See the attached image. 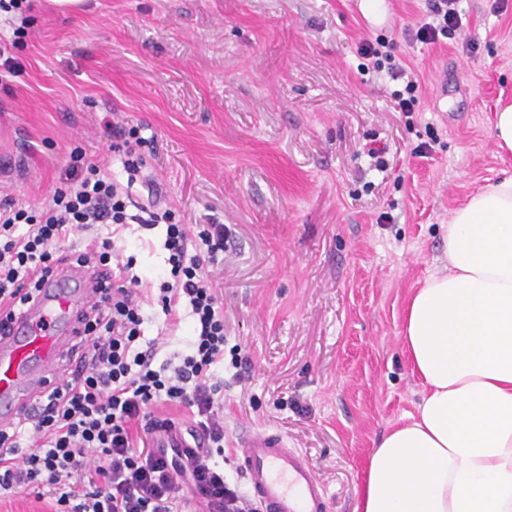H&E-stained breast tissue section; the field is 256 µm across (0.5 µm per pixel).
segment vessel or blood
Masks as SVG:
<instances>
[{
  "label": "vessel or blood",
  "mask_w": 512,
  "mask_h": 512,
  "mask_svg": "<svg viewBox=\"0 0 512 512\" xmlns=\"http://www.w3.org/2000/svg\"><path fill=\"white\" fill-rule=\"evenodd\" d=\"M91 299L85 278L63 272L47 278L11 336L0 340V425L13 423L48 381L61 377V359L75 338L78 312ZM242 470L260 512H326V489L306 456L281 436L240 437Z\"/></svg>",
  "instance_id": "b4317fda"
}]
</instances>
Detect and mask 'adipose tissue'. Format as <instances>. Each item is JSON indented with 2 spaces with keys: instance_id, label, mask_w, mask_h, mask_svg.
<instances>
[{
  "instance_id": "ef3b65f1",
  "label": "adipose tissue",
  "mask_w": 512,
  "mask_h": 512,
  "mask_svg": "<svg viewBox=\"0 0 512 512\" xmlns=\"http://www.w3.org/2000/svg\"><path fill=\"white\" fill-rule=\"evenodd\" d=\"M447 246L402 317L421 399L371 452L355 512H512V174L455 208Z\"/></svg>"
}]
</instances>
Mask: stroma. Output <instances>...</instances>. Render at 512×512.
Returning <instances> with one entry per match:
<instances>
[{"label": "stroma", "instance_id": "35a3bbf8", "mask_svg": "<svg viewBox=\"0 0 512 512\" xmlns=\"http://www.w3.org/2000/svg\"><path fill=\"white\" fill-rule=\"evenodd\" d=\"M462 0L470 33L412 42L426 0H87L73 13L29 0L11 41L16 76L0 84V199L40 204L74 150L122 165L106 121L141 129L154 196L184 224H220L226 248L208 268L224 307V454L249 487L237 439L282 435L354 512L367 458L414 412L421 386L400 350L403 309L426 276L448 270L453 210L512 169L491 125L512 103V0ZM384 35L418 72L414 126L395 112L388 77L362 74L361 41ZM430 142L431 151L415 148ZM384 152L377 168L370 149ZM390 223H379L381 214ZM113 237L147 288L168 257L161 229ZM157 362L186 354L190 324L161 336Z\"/></svg>", "mask_w": 512, "mask_h": 512}]
</instances>
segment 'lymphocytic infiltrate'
Segmentation results:
<instances>
[{
	"label": "lymphocytic infiltrate",
	"mask_w": 512,
	"mask_h": 512,
	"mask_svg": "<svg viewBox=\"0 0 512 512\" xmlns=\"http://www.w3.org/2000/svg\"><path fill=\"white\" fill-rule=\"evenodd\" d=\"M459 0H428L427 15L411 30L413 41L456 40ZM393 41L363 40L361 70L387 73L395 111L416 112L419 81L397 63ZM112 150L123 159L126 182L113 179L106 163L72 156V164L45 202L23 206L0 200V336L37 297L42 280L69 267L95 276V302L77 317L76 339L67 348L63 377L36 405L0 426V498L51 488L59 512H183L196 500L200 512H259L229 487L217 456L224 453V308L206 268L224 249L220 224H176L171 208L152 202L129 214V186L144 167L146 143L137 127L112 120ZM164 227L168 276L157 298L143 295L131 264L112 260L110 239H91L63 250L75 232L96 224L123 230ZM158 305L170 326L189 319L190 350L172 371L155 369V345H142L144 309ZM158 404L190 409L185 432L206 447L189 455L158 447L174 421L155 415Z\"/></svg>",
	"instance_id": "lymphocytic-infiltrate-1"
}]
</instances>
